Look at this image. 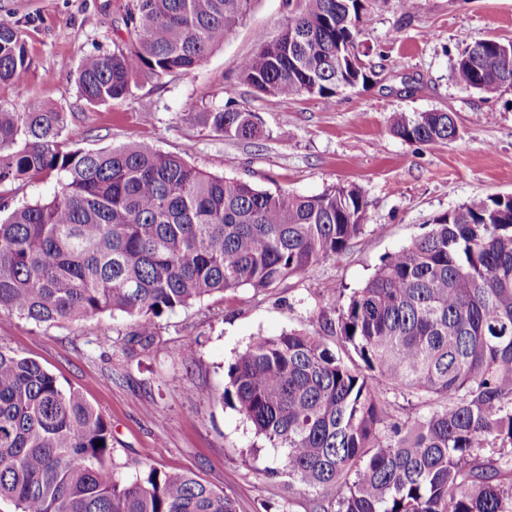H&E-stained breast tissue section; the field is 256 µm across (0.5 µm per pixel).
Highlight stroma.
Wrapping results in <instances>:
<instances>
[{"mask_svg":"<svg viewBox=\"0 0 512 512\" xmlns=\"http://www.w3.org/2000/svg\"><path fill=\"white\" fill-rule=\"evenodd\" d=\"M126 3L0 0V19L19 25L31 61L23 83L0 85V105L71 113L85 150L146 142L273 194L358 185L367 201L364 233L341 260L276 287L218 293L163 314L146 347L129 344L131 323L119 315L37 323L2 313L0 349L39 361L102 414L118 480H135L151 466L183 470L232 494L240 512L285 501L289 512H314L316 492L290 486L281 453L219 402L228 366L256 336L317 329L316 310L331 292L363 287L383 256L426 232L436 216L512 194V88L479 93L452 79L464 40H512V0H420L416 8L367 0L359 50L371 80L330 105L315 96L261 95L239 82L242 59L288 15L286 0H254L246 20L198 68L141 79L125 98L89 104L79 93V65L126 38ZM229 101L256 112L265 136L227 139L199 120ZM431 111L454 113L456 141L422 144L392 132L395 118ZM271 468L279 477H267Z\"/></svg>","mask_w":512,"mask_h":512,"instance_id":"1","label":"stroma"}]
</instances>
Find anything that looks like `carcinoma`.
I'll use <instances>...</instances> for the list:
<instances>
[{
	"label": "carcinoma",
	"instance_id": "1",
	"mask_svg": "<svg viewBox=\"0 0 512 512\" xmlns=\"http://www.w3.org/2000/svg\"><path fill=\"white\" fill-rule=\"evenodd\" d=\"M253 0H128L129 40L85 58L80 95L105 105L140 75L191 71L246 18ZM239 66L255 92L325 103L367 84L358 37L364 0H303ZM19 27L0 20V83L29 68ZM466 90L512 88V41L464 44ZM228 139L262 134L226 103L203 115ZM392 131L436 144L459 137L448 112L401 116ZM71 113L0 107V188L56 178L42 202L0 201V313L35 322L118 313L146 342L156 319L214 293L265 290L345 256L363 233L360 187L271 194L214 176L144 142L70 150ZM320 330L256 336L219 397L320 491L319 512H512V196L477 198L385 255ZM0 498L21 512H239L185 471L122 482L112 430L39 362L0 349Z\"/></svg>",
	"mask_w": 512,
	"mask_h": 512
}]
</instances>
